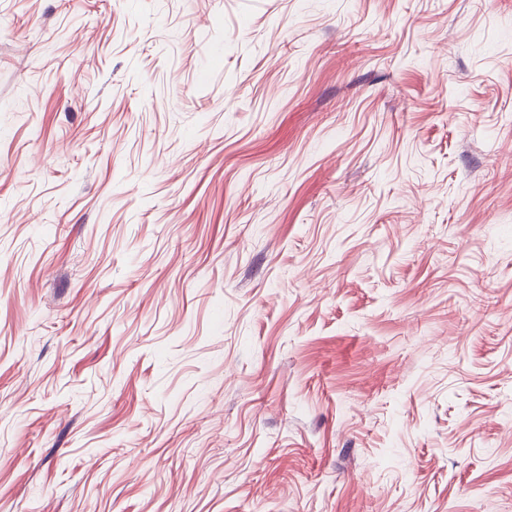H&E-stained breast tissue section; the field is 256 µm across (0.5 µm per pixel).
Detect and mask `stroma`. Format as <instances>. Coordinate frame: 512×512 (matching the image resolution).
Listing matches in <instances>:
<instances>
[{"label": "stroma", "instance_id": "35a3bbf8", "mask_svg": "<svg viewBox=\"0 0 512 512\" xmlns=\"http://www.w3.org/2000/svg\"><path fill=\"white\" fill-rule=\"evenodd\" d=\"M0 512H512V0H0Z\"/></svg>", "mask_w": 512, "mask_h": 512}]
</instances>
